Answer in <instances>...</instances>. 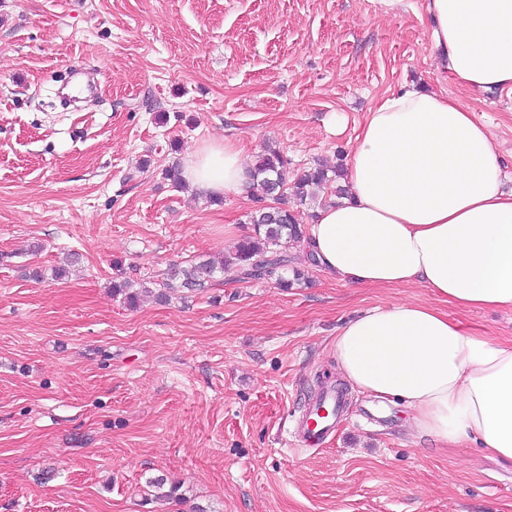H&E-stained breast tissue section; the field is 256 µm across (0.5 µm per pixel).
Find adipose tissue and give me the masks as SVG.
Listing matches in <instances>:
<instances>
[{"label": "adipose tissue", "instance_id": "1", "mask_svg": "<svg viewBox=\"0 0 512 512\" xmlns=\"http://www.w3.org/2000/svg\"><path fill=\"white\" fill-rule=\"evenodd\" d=\"M445 72L467 89L512 90V0H426ZM349 195L324 206L304 244L328 274L359 287L421 283L436 301L376 306L334 341L355 389L401 401L413 427L450 448L482 444L512 465V342L464 331L443 311L512 309V191L484 125L448 96L414 86L370 109L347 155ZM198 193L250 185L231 141L194 149Z\"/></svg>", "mask_w": 512, "mask_h": 512}]
</instances>
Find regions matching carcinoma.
Here are the masks:
<instances>
[{"mask_svg": "<svg viewBox=\"0 0 512 512\" xmlns=\"http://www.w3.org/2000/svg\"><path fill=\"white\" fill-rule=\"evenodd\" d=\"M288 159L276 149H266L258 156L251 170L252 189L257 206L250 212L248 223L253 234L243 238L228 259L247 279H261L281 267L286 259L278 249L303 241V229L293 210L288 208V197L298 205L318 198L329 182L328 170L310 168L293 183L291 190L284 188L283 172ZM215 265L199 262L186 268H175L168 274L163 287L201 288L213 275Z\"/></svg>", "mask_w": 512, "mask_h": 512, "instance_id": "obj_1", "label": "carcinoma"}]
</instances>
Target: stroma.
I'll return each mask as SVG.
<instances>
[{
    "label": "stroma",
    "mask_w": 512,
    "mask_h": 512,
    "mask_svg": "<svg viewBox=\"0 0 512 512\" xmlns=\"http://www.w3.org/2000/svg\"><path fill=\"white\" fill-rule=\"evenodd\" d=\"M431 29L423 0H0V512H512L511 466L350 387L335 433L297 444L339 329L428 288H354L291 245L274 278L112 293L251 234L252 196L167 177L188 152L276 148L291 183L407 84L485 125L512 190V91L468 92ZM447 312L512 341V310Z\"/></svg>",
    "instance_id": "stroma-1"
}]
</instances>
